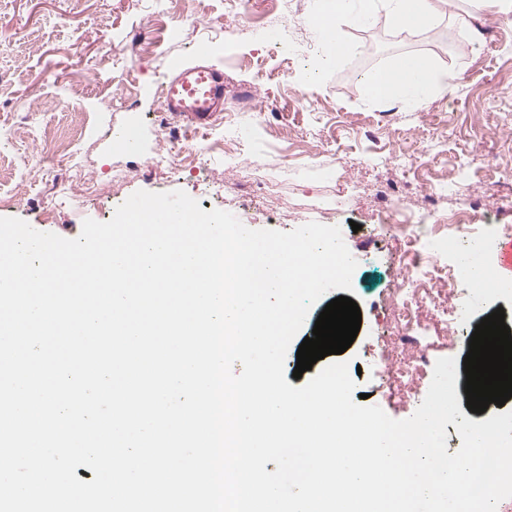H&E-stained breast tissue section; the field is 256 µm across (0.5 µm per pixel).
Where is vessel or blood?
I'll return each mask as SVG.
<instances>
[{"mask_svg":"<svg viewBox=\"0 0 512 512\" xmlns=\"http://www.w3.org/2000/svg\"><path fill=\"white\" fill-rule=\"evenodd\" d=\"M161 108L177 122L193 129L213 125L224 110V74L210 63L178 59L170 63Z\"/></svg>","mask_w":512,"mask_h":512,"instance_id":"b4317fda","label":"vessel or blood"}]
</instances>
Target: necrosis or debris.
Masks as SVG:
<instances>
[{
  "label": "necrosis or debris",
  "mask_w": 512,
  "mask_h": 512,
  "mask_svg": "<svg viewBox=\"0 0 512 512\" xmlns=\"http://www.w3.org/2000/svg\"><path fill=\"white\" fill-rule=\"evenodd\" d=\"M388 231L407 249L399 264V287L391 289L390 332L381 357L387 381L405 401L416 402L430 375L427 318L435 316L449 339H457L471 309L490 298L512 294V284L498 281L486 257L490 240L472 231L465 212H438L432 202L407 215L388 210Z\"/></svg>",
  "instance_id": "obj_1"
}]
</instances>
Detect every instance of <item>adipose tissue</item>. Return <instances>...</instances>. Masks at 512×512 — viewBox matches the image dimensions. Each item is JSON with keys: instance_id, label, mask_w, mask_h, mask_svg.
Wrapping results in <instances>:
<instances>
[{"instance_id": "adipose-tissue-1", "label": "adipose tissue", "mask_w": 512, "mask_h": 512, "mask_svg": "<svg viewBox=\"0 0 512 512\" xmlns=\"http://www.w3.org/2000/svg\"><path fill=\"white\" fill-rule=\"evenodd\" d=\"M380 12L399 31L429 28L440 16L436 0H323L319 11L307 15L305 21L323 42L334 43V50L324 51V59L344 64L353 57L355 48L337 37L339 25L356 26ZM435 82L434 64L423 55L400 56L392 65L365 79L368 96L378 102L425 98Z\"/></svg>"}]
</instances>
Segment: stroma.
<instances>
[{
  "instance_id": "obj_1",
  "label": "stroma",
  "mask_w": 512,
  "mask_h": 512,
  "mask_svg": "<svg viewBox=\"0 0 512 512\" xmlns=\"http://www.w3.org/2000/svg\"><path fill=\"white\" fill-rule=\"evenodd\" d=\"M459 7L448 0L446 19L415 32L393 30L382 12L340 26L357 53L339 67L281 0H250L249 26L238 0H0V217L74 239L136 191L182 190L254 230L340 227L359 260L350 297L362 317L343 357L361 367L356 390L369 404L408 418L416 407L387 384L377 347L403 250L381 228L384 202L413 209L429 195L442 212L474 213L480 233L512 225V178L500 175L512 169V18L497 43L466 41L450 18ZM202 45L223 67V120L160 126L170 61L193 60ZM404 54L432 58L454 87L416 105L369 100L363 76ZM261 110L271 124L257 130ZM119 128L137 131L139 152L113 142ZM400 144L415 156L404 169L388 159ZM171 148L178 165L157 166ZM237 167L248 182L235 180ZM60 169L70 175L64 204L52 182ZM88 180L97 195L84 194Z\"/></svg>"
}]
</instances>
